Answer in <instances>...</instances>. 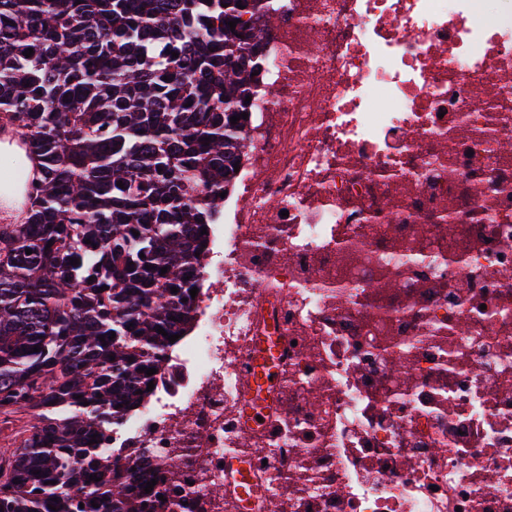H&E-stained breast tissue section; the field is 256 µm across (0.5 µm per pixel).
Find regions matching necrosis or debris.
<instances>
[{
    "label": "necrosis or debris",
    "mask_w": 512,
    "mask_h": 512,
    "mask_svg": "<svg viewBox=\"0 0 512 512\" xmlns=\"http://www.w3.org/2000/svg\"><path fill=\"white\" fill-rule=\"evenodd\" d=\"M258 36L192 319L98 455L177 459L173 512H512V0H276ZM256 359L250 373V380L255 397L246 407V412L250 415L256 411L254 407L255 398L258 397L260 404L256 412L257 415H263L270 407L271 396L277 383L279 368V350L269 336H258L256 338Z\"/></svg>",
    "instance_id": "necrosis-or-debris-1"
}]
</instances>
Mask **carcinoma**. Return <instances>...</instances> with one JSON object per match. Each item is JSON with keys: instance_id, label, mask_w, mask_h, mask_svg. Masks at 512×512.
Returning a JSON list of instances; mask_svg holds the SVG:
<instances>
[{"instance_id": "cac0c4a2", "label": "carcinoma", "mask_w": 512, "mask_h": 512, "mask_svg": "<svg viewBox=\"0 0 512 512\" xmlns=\"http://www.w3.org/2000/svg\"><path fill=\"white\" fill-rule=\"evenodd\" d=\"M269 10L0 0V123L29 161L3 178L22 190L25 216L0 224V423L22 422L0 451V512L174 504L162 463H101L89 441L96 415L115 419L149 395L156 375L142 369L174 346L158 329L185 331L202 228L234 188L248 120L230 117L249 112L263 63L255 22Z\"/></svg>"}]
</instances>
